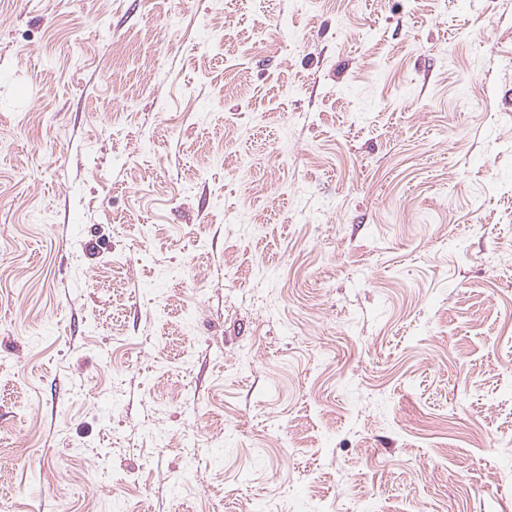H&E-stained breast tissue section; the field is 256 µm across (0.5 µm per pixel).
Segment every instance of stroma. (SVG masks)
<instances>
[{
  "label": "stroma",
  "instance_id": "obj_1",
  "mask_svg": "<svg viewBox=\"0 0 512 512\" xmlns=\"http://www.w3.org/2000/svg\"><path fill=\"white\" fill-rule=\"evenodd\" d=\"M512 0H0V512H512Z\"/></svg>",
  "mask_w": 512,
  "mask_h": 512
}]
</instances>
